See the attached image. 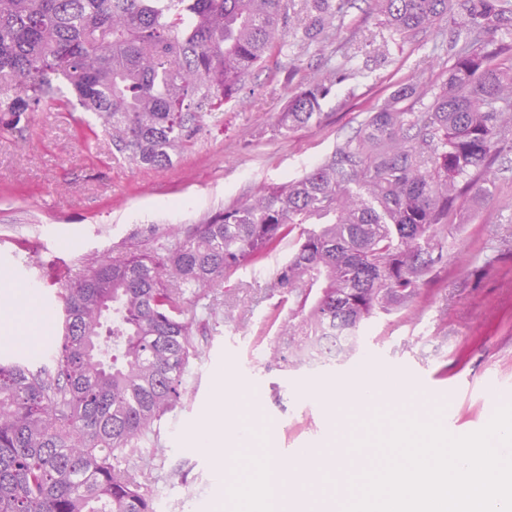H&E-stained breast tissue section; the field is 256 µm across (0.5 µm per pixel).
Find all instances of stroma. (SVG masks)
Listing matches in <instances>:
<instances>
[{
  "label": "stroma",
  "mask_w": 512,
  "mask_h": 512,
  "mask_svg": "<svg viewBox=\"0 0 512 512\" xmlns=\"http://www.w3.org/2000/svg\"><path fill=\"white\" fill-rule=\"evenodd\" d=\"M447 27L443 20L396 39L381 59L385 29L375 0H352L325 40L286 35L265 68L251 72L240 103L206 114L195 142L163 170L115 159L110 138L88 112L47 105L25 131H0V334L9 333L16 306L47 311L48 322L15 346L25 363L42 365L41 351H55L61 335L58 294L68 274L97 252L119 260L152 248L155 238H172L176 229L309 171L396 83L417 73L430 87L447 78L448 56L436 46L437 30ZM350 52L356 66L367 67L368 80L337 85L320 123L281 130L278 116L289 97ZM489 178L491 194L463 197L448 224L447 263L407 308L364 323L359 350L347 361L294 368L273 355L280 325L270 317L287 316L288 308L271 281L287 247L211 290L215 308L235 303V316L196 327L198 354L187 367L184 402L165 416L158 445L138 450L141 481L157 512H228L215 458L189 449L197 430L212 423L223 382L245 394L235 409L248 428L236 461L242 480L256 488L265 447L285 461L307 448L314 452L312 476L290 491L318 501L330 489L327 455L339 432L316 393L366 365L400 367L414 388L400 406L379 400L378 415L436 418L462 436L512 405V151Z\"/></svg>",
  "instance_id": "1"
}]
</instances>
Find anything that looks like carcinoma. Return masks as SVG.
I'll list each match as a JSON object with an SVG mask.
<instances>
[{
  "label": "carcinoma",
  "instance_id": "cac0c4a2",
  "mask_svg": "<svg viewBox=\"0 0 512 512\" xmlns=\"http://www.w3.org/2000/svg\"><path fill=\"white\" fill-rule=\"evenodd\" d=\"M347 0H0V128L43 105L92 113L115 156L161 170L202 131L207 112L238 100L244 80L295 27L317 39ZM389 36L440 20L451 38L448 78L421 112L418 76L365 113L321 164L194 225L174 243L116 261L101 252L59 295L52 365L0 363V512H155L136 477L140 446L183 403L193 328L215 315L209 289L290 242L273 287L288 302L282 343L340 361L360 326L408 306L448 260V220L461 198L488 192L512 133V0H377ZM335 79L288 100L280 125L321 121Z\"/></svg>",
  "mask_w": 512,
  "mask_h": 512
}]
</instances>
